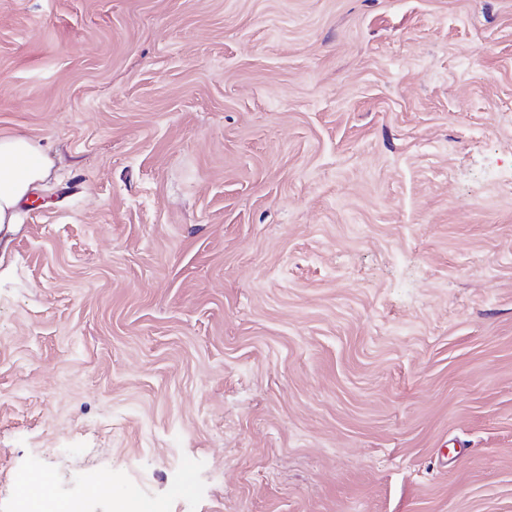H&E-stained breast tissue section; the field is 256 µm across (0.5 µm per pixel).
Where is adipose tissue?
I'll return each instance as SVG.
<instances>
[{"instance_id": "obj_1", "label": "adipose tissue", "mask_w": 512, "mask_h": 512, "mask_svg": "<svg viewBox=\"0 0 512 512\" xmlns=\"http://www.w3.org/2000/svg\"><path fill=\"white\" fill-rule=\"evenodd\" d=\"M53 164L38 143L23 136L0 137V234L19 221L18 205Z\"/></svg>"}]
</instances>
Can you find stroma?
I'll return each mask as SVG.
<instances>
[{
  "label": "stroma",
  "mask_w": 512,
  "mask_h": 512,
  "mask_svg": "<svg viewBox=\"0 0 512 512\" xmlns=\"http://www.w3.org/2000/svg\"><path fill=\"white\" fill-rule=\"evenodd\" d=\"M13 134L0 512H512V0H0ZM52 167L45 149L30 138L0 137V234L19 224V203L49 178Z\"/></svg>",
  "instance_id": "35a3bbf8"
}]
</instances>
